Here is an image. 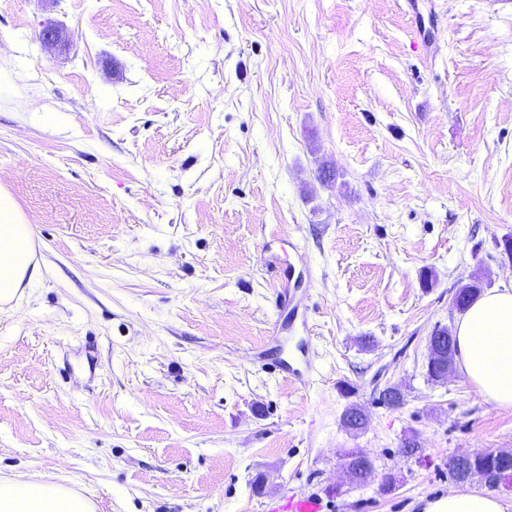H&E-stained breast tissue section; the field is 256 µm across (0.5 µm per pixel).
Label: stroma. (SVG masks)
<instances>
[{
  "label": "stroma",
  "instance_id": "stroma-1",
  "mask_svg": "<svg viewBox=\"0 0 512 512\" xmlns=\"http://www.w3.org/2000/svg\"><path fill=\"white\" fill-rule=\"evenodd\" d=\"M418 5L0 0V187L40 268L0 304V478L97 512H417L450 457L512 448V408L427 373L456 290L512 285V0ZM324 509L323 499L315 494L271 500L265 506L266 512H324Z\"/></svg>",
  "mask_w": 512,
  "mask_h": 512
}]
</instances>
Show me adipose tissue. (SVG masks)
<instances>
[{
    "mask_svg": "<svg viewBox=\"0 0 512 512\" xmlns=\"http://www.w3.org/2000/svg\"><path fill=\"white\" fill-rule=\"evenodd\" d=\"M33 228L11 194L0 190V302L34 279ZM459 367L486 402L512 408V289L477 298L456 327ZM511 505L489 492L451 491L424 502L422 512H507ZM0 512H94L92 502L61 483L35 477L0 479Z\"/></svg>",
    "mask_w": 512,
    "mask_h": 512,
    "instance_id": "obj_1",
    "label": "adipose tissue"
}]
</instances>
